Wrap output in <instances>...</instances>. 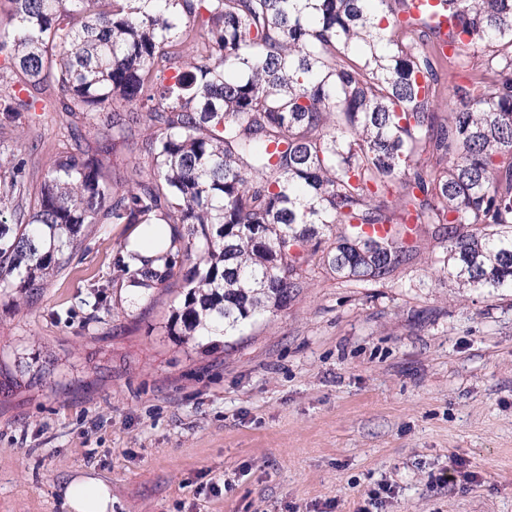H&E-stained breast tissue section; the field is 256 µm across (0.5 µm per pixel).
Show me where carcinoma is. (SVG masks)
<instances>
[{
	"label": "carcinoma",
	"mask_w": 512,
	"mask_h": 512,
	"mask_svg": "<svg viewBox=\"0 0 512 512\" xmlns=\"http://www.w3.org/2000/svg\"><path fill=\"white\" fill-rule=\"evenodd\" d=\"M11 2L0 111L51 84L76 122L32 195L0 156L1 294L38 299L100 224L168 226L154 256L126 242L113 266L137 295L178 288L165 332L207 351L320 266L388 278L425 224L464 287L512 288V0H436L406 22L412 0ZM446 66L464 77L444 98ZM120 143L127 188L101 159Z\"/></svg>",
	"instance_id": "obj_1"
}]
</instances>
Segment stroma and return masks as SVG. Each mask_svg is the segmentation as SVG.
Segmentation results:
<instances>
[{"label": "stroma", "mask_w": 512, "mask_h": 512, "mask_svg": "<svg viewBox=\"0 0 512 512\" xmlns=\"http://www.w3.org/2000/svg\"><path fill=\"white\" fill-rule=\"evenodd\" d=\"M57 96L0 124L33 191L67 145ZM129 233L103 225L33 303L0 295V363L54 370L0 391V512H65L87 471L112 512H512V289L458 287L445 239L377 283L316 270L207 353L165 334L166 287L130 303Z\"/></svg>", "instance_id": "35a3bbf8"}]
</instances>
